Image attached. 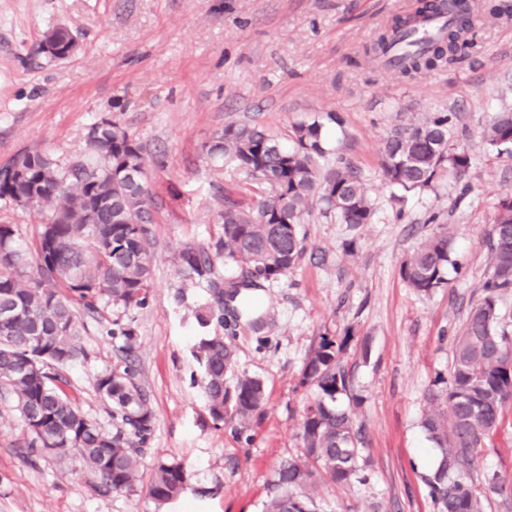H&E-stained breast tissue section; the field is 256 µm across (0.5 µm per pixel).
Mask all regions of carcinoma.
I'll list each match as a JSON object with an SVG mask.
<instances>
[{"instance_id":"carcinoma-1","label":"carcinoma","mask_w":512,"mask_h":512,"mask_svg":"<svg viewBox=\"0 0 512 512\" xmlns=\"http://www.w3.org/2000/svg\"><path fill=\"white\" fill-rule=\"evenodd\" d=\"M446 10L441 0H423L414 14L395 17L368 53L381 59L401 38ZM477 18L456 10L444 33L424 49L404 55L398 74L434 70L465 55ZM454 113L437 112L395 130L385 141L381 170L387 185L403 192L431 189L443 173L461 177L470 165L462 147L448 145ZM341 124L326 112L293 127V145L265 129L231 124L205 145L212 159L227 160L259 190L250 200L224 195L221 214L224 264L239 276L213 279L208 253L193 247L179 255V277L205 282L211 300L197 307L198 324L224 320V297L239 295L246 276L276 280L302 259L301 224L317 209L339 224L357 227L375 217L367 187L355 168L332 154L325 128ZM484 141L512 154V110L494 113L482 130ZM85 153L67 162L49 152L24 153L0 166V199L23 202L44 214L36 238L35 271L16 244L12 224H0V387L13 395L30 440L42 452L58 449L79 457L106 492H131L139 481L154 414L131 360L134 329L118 319L106 334L123 339L128 363L96 378V391L110 410L114 428L102 430L63 390L62 371L88 358L80 312L109 307L127 312L148 305L153 223L146 188L147 158L124 127L103 119L89 130ZM449 231L429 236L401 266L408 287L429 295L448 283ZM490 276L483 297L468 312L455 337L448 384L427 395L422 428L441 457L427 479L437 512H483V499L470 479L474 458L512 405V340L499 331V302L512 290V204L499 202L486 231ZM353 339L322 337L302 384L316 388L302 421V455L281 461L274 492L262 512H312L315 471L343 485L364 471L362 439L351 414L337 401L352 397L342 355ZM193 356L203 369L201 387L212 419L242 433L265 401L262 381L236 371V352L224 337L201 336ZM189 475L173 462L160 463L148 487L158 504L176 499Z\"/></svg>"}]
</instances>
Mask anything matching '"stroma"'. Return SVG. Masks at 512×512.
<instances>
[{
  "label": "stroma",
  "instance_id": "1",
  "mask_svg": "<svg viewBox=\"0 0 512 512\" xmlns=\"http://www.w3.org/2000/svg\"><path fill=\"white\" fill-rule=\"evenodd\" d=\"M474 0L475 47L447 67L401 77L366 54L380 28L419 0H0V166L17 154L84 148L93 123L126 128L148 156L152 199L151 301L129 312L140 383L155 418L138 486L106 493L72 455L30 453L9 395L0 394V512H261L280 461L302 448L301 412L316 396L302 372L322 336L351 333L343 355L360 405L342 399L365 432L363 481L319 479L316 512H436L424 482L438 450L421 426L426 395L447 374L453 340L489 275L484 230L512 191V155L481 138L480 125L512 109V12ZM59 25L80 49L47 57ZM334 112L327 136L365 181L377 210L351 229L320 212L302 226L307 250L275 281L243 292L257 320L225 308L237 369L263 380L265 404L244 436L212 419L192 348L203 331L195 308L205 285L177 274L181 250H206L216 278L237 277L216 248L225 193L248 199L253 181L211 161L203 147L229 124L252 123L288 140L296 123ZM453 113L451 144L471 164L461 181L396 200L381 177L384 141L398 127ZM451 227L448 283L430 295L407 286L402 262ZM88 358L65 372L64 389L111 431L96 377L120 362V341L88 321ZM178 462L190 480L157 505L147 487L158 463ZM477 490L512 481V406L480 448Z\"/></svg>",
  "mask_w": 512,
  "mask_h": 512
}]
</instances>
